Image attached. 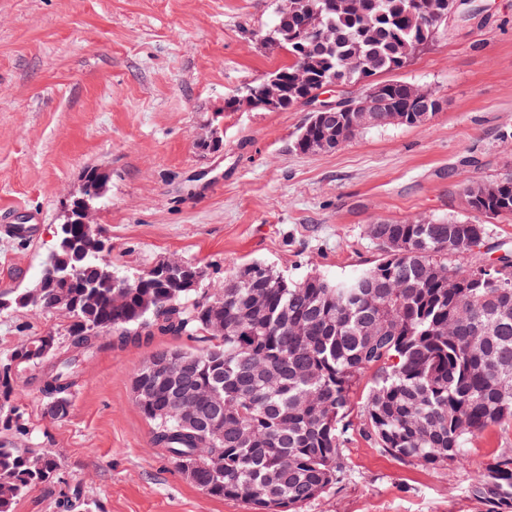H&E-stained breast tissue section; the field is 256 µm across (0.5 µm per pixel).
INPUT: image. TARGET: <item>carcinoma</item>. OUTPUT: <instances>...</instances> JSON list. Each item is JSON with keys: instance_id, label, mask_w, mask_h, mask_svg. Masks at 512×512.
<instances>
[{"instance_id": "carcinoma-1", "label": "carcinoma", "mask_w": 512, "mask_h": 512, "mask_svg": "<svg viewBox=\"0 0 512 512\" xmlns=\"http://www.w3.org/2000/svg\"><path fill=\"white\" fill-rule=\"evenodd\" d=\"M320 36L301 32L297 18L276 16L263 40L288 51L276 70L294 91L313 92L331 79L366 90L381 85L388 102L415 113L410 127L433 116L414 112L410 83L377 81L405 68L437 39L442 20L420 0H312ZM109 176L89 168L78 200L99 205ZM462 190L481 196L474 212L512 221V171L489 182L466 179ZM379 256L350 275L311 274L292 281L260 263L224 277V287H172L177 270L163 271L115 306L91 251L56 245V265L83 268L82 280L56 283L36 298L28 290L0 294L9 308L71 318L70 343L52 333L31 336L0 360V512H15L31 489L55 484L60 462L43 448H19L29 434L26 413L12 399L19 372H32L46 406L71 403L81 361L155 334L208 335L190 376L152 378V400L139 407L154 439L182 473L205 461L191 482L219 499H244L258 512H298L345 474L342 449L354 386L371 371L358 431L375 446L439 469L465 461L464 448L488 430L512 425V262L487 270L486 225L455 218L376 220L368 225ZM223 399L224 436L205 429L215 413L195 386ZM200 419L178 416L179 395ZM470 497L483 512H512V448L493 456L472 479Z\"/></svg>"}]
</instances>
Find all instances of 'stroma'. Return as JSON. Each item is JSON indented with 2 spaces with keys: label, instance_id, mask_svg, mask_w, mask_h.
<instances>
[{
  "label": "stroma",
  "instance_id": "obj_1",
  "mask_svg": "<svg viewBox=\"0 0 512 512\" xmlns=\"http://www.w3.org/2000/svg\"><path fill=\"white\" fill-rule=\"evenodd\" d=\"M283 0H0V290L28 288L56 242L86 169L111 175L97 224L114 270L132 275L176 257L205 287L258 261L297 280L341 276L377 257L381 217H466L461 183L512 168V0H464L434 46L399 75L445 107L425 125L361 132L334 152L293 143L311 113L224 109L288 61L264 44ZM223 143L205 150L215 113ZM27 223L18 236L15 224ZM68 315L0 312V358L30 336L69 344ZM206 339L157 336L83 362L70 413L44 416L38 387L18 381L30 433L18 447L60 460V481L16 512H61L80 491L92 512H254L186 480L139 411L132 374L159 349ZM512 428L469 444L466 467L402 461L351 434L344 480L299 512H479L468 486Z\"/></svg>",
  "mask_w": 512,
  "mask_h": 512
}]
</instances>
